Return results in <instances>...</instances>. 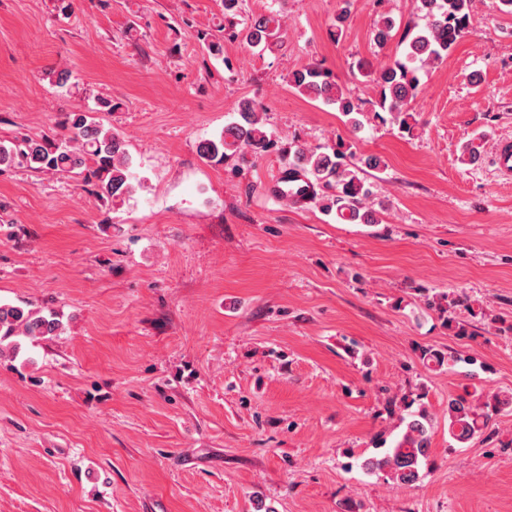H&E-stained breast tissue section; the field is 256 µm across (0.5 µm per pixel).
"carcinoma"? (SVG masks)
I'll use <instances>...</instances> for the list:
<instances>
[{
    "label": "carcinoma",
    "instance_id": "cac0c4a2",
    "mask_svg": "<svg viewBox=\"0 0 512 512\" xmlns=\"http://www.w3.org/2000/svg\"><path fill=\"white\" fill-rule=\"evenodd\" d=\"M411 8L414 15L426 20L425 26H408L400 56L366 70V77L377 91L380 110L398 120L400 129L405 132L411 130L405 113L409 112L410 103L419 93V70L446 59L469 33L470 25L469 0H411ZM395 27L396 20L392 16H380L374 41L379 45L386 44ZM282 29L283 19L278 12L255 16L240 28L234 18L225 17V34L262 52L275 53L284 48ZM288 84L303 96L336 107L348 117L354 130L361 128L357 118L362 112L361 104L321 65L308 63L292 71L288 74ZM237 112L238 117L225 125L217 137L198 145L201 157L217 163L235 159L246 164L249 156L275 147L253 102H240ZM66 129L70 131L66 142L31 137L1 142L0 167L25 165L35 171H79L85 173V181L95 187L96 195L101 199L113 201L131 196V158L121 140L103 130L96 118L87 112L69 113ZM483 144L482 137L466 142L461 161L469 165L478 163ZM383 167L384 160L376 155L362 157L357 163L350 162L340 143L330 152L299 148L294 152V162L288 170V182L303 178V196L309 198L321 188L334 189L323 197L322 208L335 215L340 223L376 224L378 211L370 202V190L363 173L367 169ZM62 327L61 320L53 312L0 304V346L4 344L13 351L19 348V344L12 341L14 337L50 339L60 335ZM421 357L438 368L446 365L451 369L467 362L461 356L428 347L422 349ZM471 396L466 389L464 393L448 398V437L459 444L483 433L493 415L512 408V397L509 396H494L481 404L470 400ZM411 406L410 402L403 404L406 413L400 417V424L404 426L401 437L381 456L361 461L364 470L384 472L398 485L409 486L420 480L431 446V418L425 409L413 411Z\"/></svg>",
    "mask_w": 512,
    "mask_h": 512
}]
</instances>
